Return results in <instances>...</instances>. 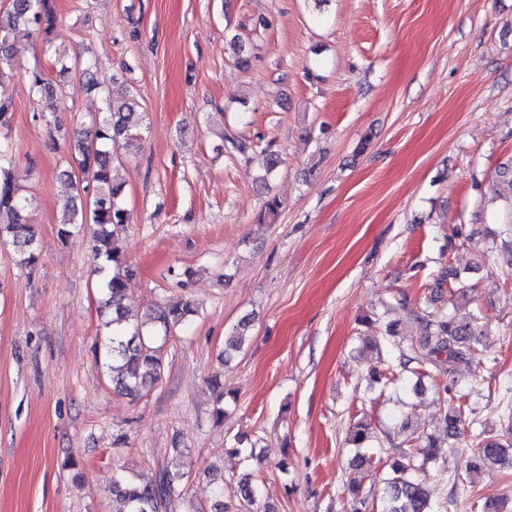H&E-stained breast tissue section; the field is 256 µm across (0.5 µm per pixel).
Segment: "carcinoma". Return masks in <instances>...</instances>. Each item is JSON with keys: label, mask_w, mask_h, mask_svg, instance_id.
<instances>
[{"label": "carcinoma", "mask_w": 512, "mask_h": 512, "mask_svg": "<svg viewBox=\"0 0 512 512\" xmlns=\"http://www.w3.org/2000/svg\"><path fill=\"white\" fill-rule=\"evenodd\" d=\"M57 22L54 0H9L0 10V77L13 69L10 40L20 30L41 33L45 44ZM32 87L40 94L54 92L53 85L43 71L29 72ZM139 113L131 103L106 104V113L91 130L77 132L71 144L70 169L63 175L72 179L76 195L64 205L59 219L58 236L65 241L74 233L92 228L93 259L97 262L96 288L99 311L104 317L105 334L95 352L106 369L112 373V384L117 391L139 398L164 373L165 363L159 339H167L170 332L186 324L194 310L190 303L169 304L148 314L145 321H133L123 305L127 283L134 270L113 231L129 222V214L121 205L123 183L114 174V147L136 129ZM29 200L22 193L20 175L10 146L0 143V240L10 244L19 265L34 268L40 261L38 239L33 225L26 222ZM421 322L419 335L400 350L394 362L386 368H373L368 373L370 387H385L402 380L406 372L416 377L413 391H423V379L436 381L456 374L462 365H469L479 351L482 332L477 316L435 315L416 316ZM250 319H242L224 343V357L230 359L246 341ZM443 403L447 404L443 421L448 438L458 436L469 410V393L452 384L442 389ZM372 426L359 421L348 431V443L360 450L370 447ZM443 444L431 435L419 436L403 451L401 459L389 464V473L383 479L382 493L372 498V491L363 490L362 480L354 478L348 485L353 512H460L455 492L447 501L436 503L426 479L418 476L428 466L437 467L439 475L448 469L439 465V448ZM383 449L378 453H358L351 459L352 470L370 474L383 462ZM481 464L512 468V438L502 440L485 435L480 430L472 435L471 461L466 470ZM181 479L169 470L141 483L126 475L113 477V512H165L176 484Z\"/></svg>", "instance_id": "carcinoma-1"}]
</instances>
